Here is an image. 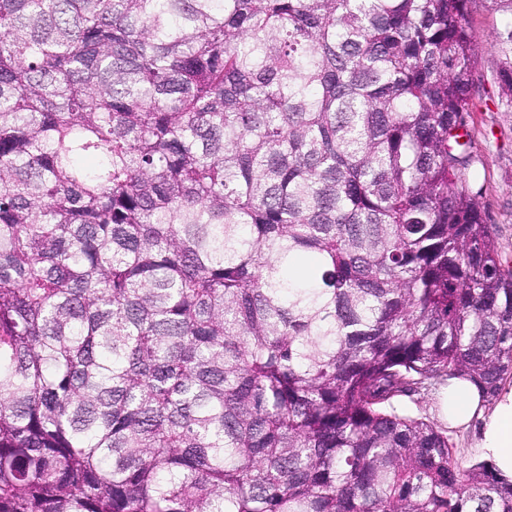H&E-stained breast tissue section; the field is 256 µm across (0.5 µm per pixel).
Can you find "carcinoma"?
Masks as SVG:
<instances>
[{
    "label": "carcinoma",
    "instance_id": "1",
    "mask_svg": "<svg viewBox=\"0 0 512 512\" xmlns=\"http://www.w3.org/2000/svg\"><path fill=\"white\" fill-rule=\"evenodd\" d=\"M469 2L0 0V512H512ZM438 387L422 395L418 401L405 400L399 407L413 415L427 418L438 428H466L474 420L481 421L480 437L476 447L479 423H472L468 429L448 430V436L457 448V458L465 465L483 461V458L504 476L512 477V390L487 402L486 411L479 389L466 379H454L439 393V411L436 413L435 400ZM478 448V449H477ZM480 454H479V452Z\"/></svg>",
    "mask_w": 512,
    "mask_h": 512
}]
</instances>
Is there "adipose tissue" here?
Returning <instances> with one entry per match:
<instances>
[{
    "label": "adipose tissue",
    "mask_w": 512,
    "mask_h": 512,
    "mask_svg": "<svg viewBox=\"0 0 512 512\" xmlns=\"http://www.w3.org/2000/svg\"><path fill=\"white\" fill-rule=\"evenodd\" d=\"M439 411L452 428H465L480 420V454L502 475L512 477V391L501 395L488 410L473 383L455 379L440 391Z\"/></svg>",
    "instance_id": "obj_1"
}]
</instances>
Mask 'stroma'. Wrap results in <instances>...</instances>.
I'll list each match as a JSON object with an SVG mask.
<instances>
[{"label": "stroma", "instance_id": "1", "mask_svg": "<svg viewBox=\"0 0 512 512\" xmlns=\"http://www.w3.org/2000/svg\"><path fill=\"white\" fill-rule=\"evenodd\" d=\"M498 57L482 51L475 73L469 131L470 185L494 224L504 261L512 263V112L500 104Z\"/></svg>", "mask_w": 512, "mask_h": 512}]
</instances>
